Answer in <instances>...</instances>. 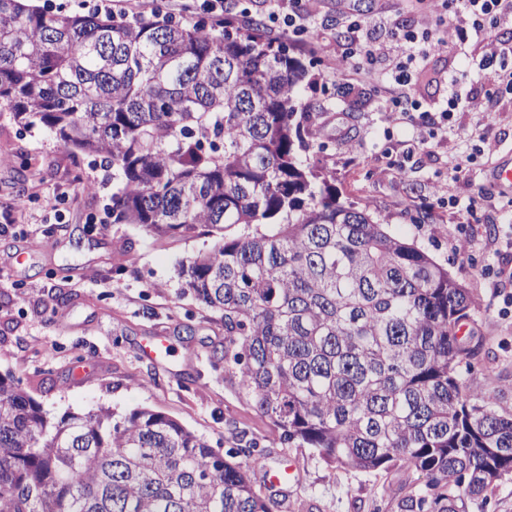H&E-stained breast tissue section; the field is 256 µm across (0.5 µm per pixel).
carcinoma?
Wrapping results in <instances>:
<instances>
[{
  "mask_svg": "<svg viewBox=\"0 0 512 512\" xmlns=\"http://www.w3.org/2000/svg\"><path fill=\"white\" fill-rule=\"evenodd\" d=\"M294 50L229 8L211 30L0 0V104L112 170V223L216 238L183 293L221 313L224 367L283 443L415 468L394 512H471L512 476V409L466 392L474 302L311 162ZM253 452L149 409L57 419L0 375V512H278Z\"/></svg>",
  "mask_w": 512,
  "mask_h": 512,
  "instance_id": "carcinoma-1",
  "label": "carcinoma"
}]
</instances>
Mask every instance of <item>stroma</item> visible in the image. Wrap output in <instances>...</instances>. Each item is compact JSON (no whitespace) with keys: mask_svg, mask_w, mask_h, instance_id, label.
<instances>
[{"mask_svg":"<svg viewBox=\"0 0 512 512\" xmlns=\"http://www.w3.org/2000/svg\"><path fill=\"white\" fill-rule=\"evenodd\" d=\"M325 22L301 46L311 54L314 87L301 98L311 115L312 158L335 178L337 190L358 201L397 236L417 241L466 288L475 311L464 331L483 344L466 377L468 391L491 392L512 408V279L490 287L487 271L512 263V190L489 178L512 150V98H484V77L471 73L468 107L454 113L430 148L402 155L413 137L389 123L380 105L384 85L362 72L332 75L328 51H343L337 11L360 20L379 15L388 27L412 26L417 0H322ZM459 48L431 58L414 73V96L427 121L439 118L448 97L446 76L465 67ZM463 170H456V163ZM65 199L41 223L0 233V373L12 374L54 416L98 406L122 416L148 408L173 417L218 452L233 434L264 450L267 461L288 460L303 474L284 495L283 512H391L404 485L418 482L408 466L365 473L325 464L311 449L280 440L273 422L242 396L213 353L224 348V322L181 291L179 266L209 249L213 239L157 237L112 221V175L85 156H72L55 134L17 125L0 113V208L32 198V172ZM93 181L91 193L81 184ZM447 198L435 202V185ZM474 203L471 213L448 199ZM468 242L466 252L456 239ZM66 299L56 306V296ZM194 326L187 336L186 326ZM161 336L172 357H151L144 343Z\"/></svg>","mask_w":512,"mask_h":512,"instance_id":"35a3bbf8","label":"stroma"}]
</instances>
